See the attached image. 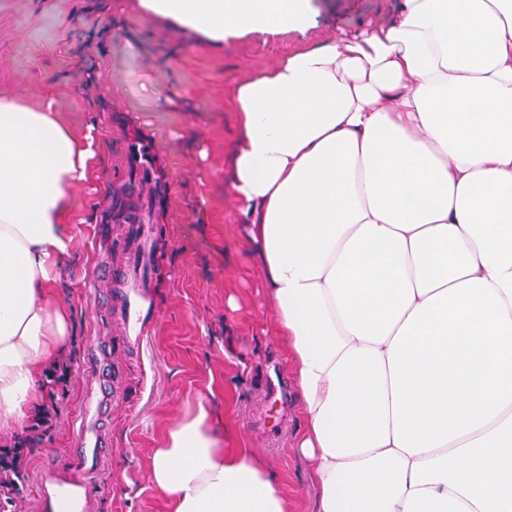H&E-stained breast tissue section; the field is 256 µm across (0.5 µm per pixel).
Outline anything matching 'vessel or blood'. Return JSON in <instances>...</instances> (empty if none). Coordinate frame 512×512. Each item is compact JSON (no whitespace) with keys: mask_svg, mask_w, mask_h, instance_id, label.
Here are the masks:
<instances>
[{"mask_svg":"<svg viewBox=\"0 0 512 512\" xmlns=\"http://www.w3.org/2000/svg\"><path fill=\"white\" fill-rule=\"evenodd\" d=\"M120 297L126 314L125 344H141L153 315L149 285L141 277L123 279ZM89 362L96 371L94 386L85 396L81 423L76 430L77 447L69 449L66 464L47 461L36 477L40 512H85L97 492L95 477L112 450L103 417L119 396L110 358L97 339L88 342Z\"/></svg>","mask_w":512,"mask_h":512,"instance_id":"obj_1","label":"vessel or blood"}]
</instances>
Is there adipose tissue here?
I'll list each match as a JSON object with an SVG mask.
<instances>
[{
  "label": "adipose tissue",
  "instance_id": "ef3b65f1",
  "mask_svg": "<svg viewBox=\"0 0 512 512\" xmlns=\"http://www.w3.org/2000/svg\"><path fill=\"white\" fill-rule=\"evenodd\" d=\"M307 0H140L212 42ZM232 187L287 344L316 512H512V0H401L239 84ZM96 153L53 98L0 97V431L61 358L69 188ZM150 479L170 512H288L209 406Z\"/></svg>",
  "mask_w": 512,
  "mask_h": 512
}]
</instances>
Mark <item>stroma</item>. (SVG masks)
I'll use <instances>...</instances> for the list:
<instances>
[{
  "label": "stroma",
  "mask_w": 512,
  "mask_h": 512,
  "mask_svg": "<svg viewBox=\"0 0 512 512\" xmlns=\"http://www.w3.org/2000/svg\"><path fill=\"white\" fill-rule=\"evenodd\" d=\"M308 5L304 27L218 46L146 14L138 0H0V93L33 105L53 96L62 120L92 136L98 157L95 181L70 191L74 250L58 288L75 338L42 371L61 379L57 408L47 422L35 411L0 434V448L35 440L24 451L29 479L0 512H38L32 478L70 445L92 336L120 365L122 397L107 417L112 456L87 512H169L150 482L152 451L200 401L228 447L251 449L276 471L288 512H315L285 344L270 331L273 307L233 205V91L288 50L381 20L396 0ZM141 217L155 228L156 313L130 353L108 276L123 270L127 226Z\"/></svg>",
  "instance_id": "1"
}]
</instances>
